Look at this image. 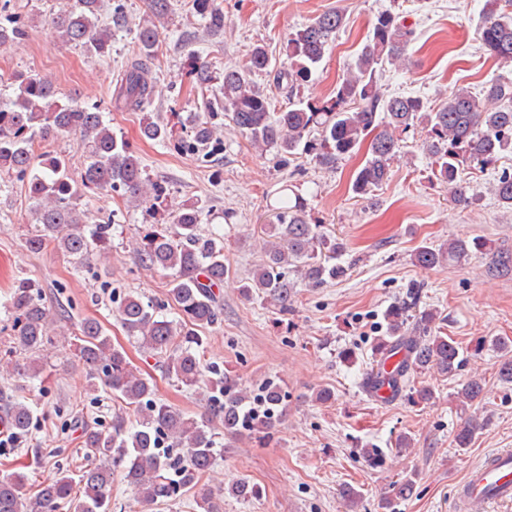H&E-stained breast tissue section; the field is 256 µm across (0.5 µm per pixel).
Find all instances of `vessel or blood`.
Here are the masks:
<instances>
[{
  "label": "vessel or blood",
  "mask_w": 512,
  "mask_h": 512,
  "mask_svg": "<svg viewBox=\"0 0 512 512\" xmlns=\"http://www.w3.org/2000/svg\"><path fill=\"white\" fill-rule=\"evenodd\" d=\"M459 498L464 503L512 501V451L506 449L489 454L470 470L462 483Z\"/></svg>",
  "instance_id": "b4317fda"
}]
</instances>
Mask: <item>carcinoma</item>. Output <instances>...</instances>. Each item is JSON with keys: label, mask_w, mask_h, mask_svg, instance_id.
Segmentation results:
<instances>
[{"label": "carcinoma", "mask_w": 512, "mask_h": 512, "mask_svg": "<svg viewBox=\"0 0 512 512\" xmlns=\"http://www.w3.org/2000/svg\"><path fill=\"white\" fill-rule=\"evenodd\" d=\"M193 6L206 19L209 32H224V11L216 0H193ZM170 12L171 0H148V18L136 29L137 52L122 68L113 96L116 108L142 113V138L164 144L171 142V131L148 111L156 93L149 61L157 56L160 25ZM51 24L63 42L105 58L112 50V36L128 21L119 4L113 7L109 25L102 22V0H67ZM344 24V13L336 9L296 29L283 48L286 61L278 66L272 65L264 46L255 45L243 67L224 69L220 94L206 99L204 111L224 113L233 129L254 147L275 151L284 163L300 150L320 167L333 169L340 160L365 151L351 179V191L358 197L367 196L388 179L390 166L401 153V134L419 128L425 132L422 150L433 176L448 185L452 202L468 205L469 197L457 182L460 167L486 169L512 155V82L492 81L481 97L457 88L437 107L415 95L384 94L379 85L382 71L409 60L407 47L414 37L401 13L385 11L376 16L367 42L336 83L333 95L327 100L304 97L302 86ZM24 35L16 17L0 18L1 49ZM479 35L489 57L512 62V0H486ZM257 72L274 73L277 85L288 89V107L273 111L268 94L252 80ZM10 85L14 97L0 105V175L14 176L25 184L37 215L38 224L25 239L27 250L38 253L51 246L75 265L97 253L108 254L110 225L89 223L83 210V200L102 191L117 193L162 216V222L151 225L136 240L134 251L145 269L168 274L167 297L177 317L170 320L163 305L129 293L116 307V319L144 352L164 356L167 378L187 390H202L209 411L190 415L158 399L154 385L133 368L123 349L112 345L101 322L86 318L75 325L73 346L86 370L87 387L91 392L102 387L110 390L133 411L136 426L127 429L123 414L117 413L112 429L86 430L82 440L86 464L76 466L79 475L58 470L31 495L25 493L26 474L1 478L0 512H60L63 508L111 512L116 469L123 471L142 504L192 491L199 512H219L212 488L203 484L218 454L215 425H221L226 436L266 441L281 420L286 400L282 385L274 379L263 382L253 395L227 375L205 377L201 333L216 324L220 315L218 293L228 273L224 237L201 233L197 203L173 204L168 186L150 180L136 151L112 129L99 107L83 105L76 97L60 102L52 81L32 71H14ZM63 134L79 136L85 152L86 164L77 179L64 157L40 153L36 147L39 139ZM216 140L215 127L199 116L186 138L171 143L179 151L195 152ZM491 192L499 205L512 209L509 170L496 175ZM271 218L263 227L262 259L243 283L242 293L250 296L256 288L286 311L298 285L315 288L346 275L347 268L336 262L344 246L312 223L305 200L286 185L277 192ZM485 246L451 238L446 247L417 249L414 261L431 269L446 261L459 262L471 249ZM4 308L13 318L15 348L37 353L53 344L55 315L45 307L36 280L16 279ZM410 309V304L402 302L386 311L387 335L375 343L380 357L364 378L366 390L385 388L395 397L411 388V375L419 369L450 378L455 375L459 346L439 335L437 311L418 313L410 331ZM6 369L28 379L44 371L38 359ZM482 391L481 379L471 377L457 398L473 403ZM5 417L14 437L28 436L33 426L29 405L14 403Z\"/></svg>", "instance_id": "cac0c4a2"}]
</instances>
